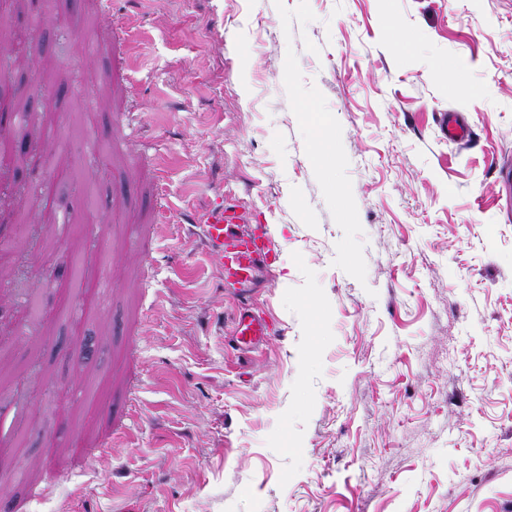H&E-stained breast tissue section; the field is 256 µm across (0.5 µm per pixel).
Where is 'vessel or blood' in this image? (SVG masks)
Returning <instances> with one entry per match:
<instances>
[{
    "instance_id": "b4317fda",
    "label": "vessel or blood",
    "mask_w": 512,
    "mask_h": 512,
    "mask_svg": "<svg viewBox=\"0 0 512 512\" xmlns=\"http://www.w3.org/2000/svg\"><path fill=\"white\" fill-rule=\"evenodd\" d=\"M440 130L445 138L468 143L471 128L453 114L441 116ZM199 224L205 244L213 253L215 264L224 274L225 291L242 296L255 280L261 266L277 259V249L268 225L256 223L252 214L227 202L199 212L193 218ZM232 341L241 349H250L274 333V325L251 302L243 300L232 317Z\"/></svg>"
}]
</instances>
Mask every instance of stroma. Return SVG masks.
Segmentation results:
<instances>
[{
    "instance_id": "1",
    "label": "stroma",
    "mask_w": 512,
    "mask_h": 512,
    "mask_svg": "<svg viewBox=\"0 0 512 512\" xmlns=\"http://www.w3.org/2000/svg\"><path fill=\"white\" fill-rule=\"evenodd\" d=\"M0 22L24 46L0 113L61 130H11L37 160L7 170L0 273L39 311L0 294V512H512V0H0ZM112 22L126 53L86 62ZM95 129L116 147L87 153ZM220 192L280 247L250 293L279 333L248 350L183 220ZM76 256L112 282L78 322ZM440 130L445 138L456 142L469 143L473 139L471 128L467 124L460 123L449 112L441 114Z\"/></svg>"
}]
</instances>
